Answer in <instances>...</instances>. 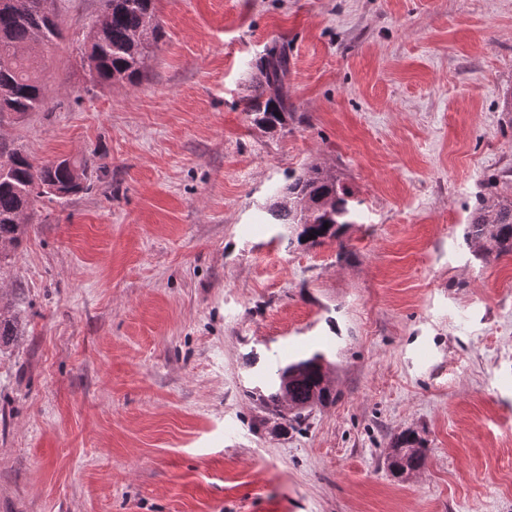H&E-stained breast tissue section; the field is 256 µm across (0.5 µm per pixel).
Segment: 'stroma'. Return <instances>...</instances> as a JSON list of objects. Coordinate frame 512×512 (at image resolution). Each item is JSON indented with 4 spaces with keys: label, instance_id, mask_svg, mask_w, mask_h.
Masks as SVG:
<instances>
[{
    "label": "stroma",
    "instance_id": "stroma-1",
    "mask_svg": "<svg viewBox=\"0 0 512 512\" xmlns=\"http://www.w3.org/2000/svg\"><path fill=\"white\" fill-rule=\"evenodd\" d=\"M140 81L103 89L100 0H56L46 108L0 128L34 163L94 156L0 266V512H512V254L464 239L512 190V0H157ZM288 52L287 129L245 102ZM319 163L345 249L266 213ZM324 354L303 423L250 397ZM424 467L393 477L392 438ZM423 439L415 431H404L394 436L387 455V467L394 477L420 470L426 460Z\"/></svg>",
    "mask_w": 512,
    "mask_h": 512
}]
</instances>
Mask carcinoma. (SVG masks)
<instances>
[{"instance_id": "obj_1", "label": "carcinoma", "mask_w": 512, "mask_h": 512, "mask_svg": "<svg viewBox=\"0 0 512 512\" xmlns=\"http://www.w3.org/2000/svg\"><path fill=\"white\" fill-rule=\"evenodd\" d=\"M41 0H11L0 7V125L40 110L47 104L44 86L34 68L40 48L63 37L56 16L40 7ZM108 14L102 29L86 36L87 60L93 82L103 88L114 84H136L145 60L163 36L159 22L145 29L147 18L155 16V0H103ZM261 79L253 86L246 105L253 123L267 132L283 130L293 113L288 109V53L272 49L259 59ZM8 169H0V246L17 248L26 236L27 224L18 222L50 197L33 187L39 183L65 185L68 169L45 164L36 167L19 147L0 142ZM289 204L269 210L279 224L300 226L299 244L322 245L340 239L342 229L352 223V193L341 179L318 164L294 178L288 185ZM465 240L493 243L496 253L512 252V196L483 197L470 213ZM18 317L0 307V345L18 333ZM324 356L316 352L276 370L266 391L256 392L260 405L282 419L300 420L318 405L335 400L326 379ZM426 460L423 439L414 431L394 436L387 455V467L397 478L420 470Z\"/></svg>"}]
</instances>
